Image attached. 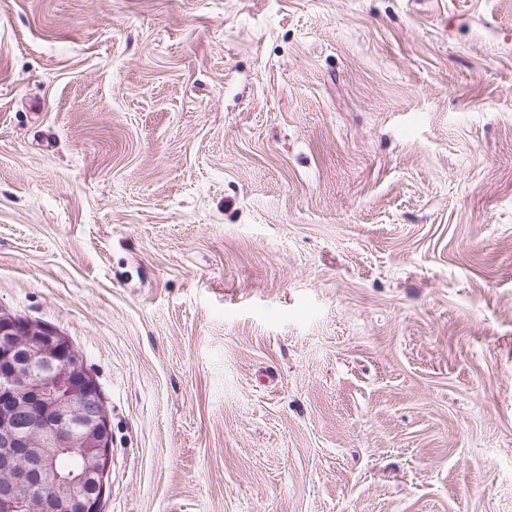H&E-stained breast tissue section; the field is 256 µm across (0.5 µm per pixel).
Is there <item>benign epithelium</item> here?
<instances>
[{
    "label": "benign epithelium",
    "mask_w": 512,
    "mask_h": 512,
    "mask_svg": "<svg viewBox=\"0 0 512 512\" xmlns=\"http://www.w3.org/2000/svg\"><path fill=\"white\" fill-rule=\"evenodd\" d=\"M25 418L39 431L20 436ZM77 458L62 472L57 459ZM110 431L99 385L54 328L0 312V512H99Z\"/></svg>",
    "instance_id": "obj_1"
}]
</instances>
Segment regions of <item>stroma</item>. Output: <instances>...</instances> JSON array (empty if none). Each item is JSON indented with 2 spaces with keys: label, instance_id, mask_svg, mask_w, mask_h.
<instances>
[{
  "label": "stroma",
  "instance_id": "35a3bbf8",
  "mask_svg": "<svg viewBox=\"0 0 512 512\" xmlns=\"http://www.w3.org/2000/svg\"><path fill=\"white\" fill-rule=\"evenodd\" d=\"M1 310L101 512H512V0H0Z\"/></svg>",
  "mask_w": 512,
  "mask_h": 512
}]
</instances>
